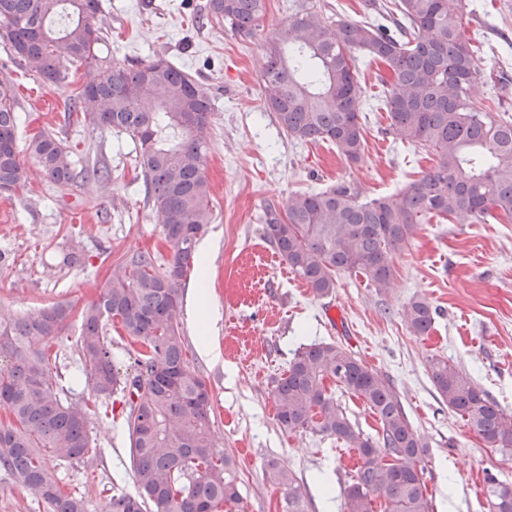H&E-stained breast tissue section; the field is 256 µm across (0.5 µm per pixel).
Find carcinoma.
I'll use <instances>...</instances> for the list:
<instances>
[{
  "label": "carcinoma",
  "instance_id": "carcinoma-1",
  "mask_svg": "<svg viewBox=\"0 0 512 512\" xmlns=\"http://www.w3.org/2000/svg\"><path fill=\"white\" fill-rule=\"evenodd\" d=\"M470 0L377 3L387 23L325 16L304 0L272 31L262 71L264 111L289 138L329 142L350 164L364 151L358 110L362 86L355 53L384 66L381 102L401 142L429 150L435 165L397 193L361 198L342 180L298 193L280 210H265L264 236L317 297L336 292L342 274L361 277L382 294L394 258L426 218L460 224L512 221V117L484 96L474 47L462 31ZM100 0H0V25L15 58L44 82L67 79L62 63L89 68L70 102L76 122L103 135L126 134L134 145L145 202L161 224L170 259L135 252L115 263L92 304L80 313L79 375L89 388L78 402L63 398L49 365L53 342L73 315L65 304L0 321V470L43 512H89L84 496L65 490L50 463L95 455L87 430L91 406L121 394L136 493L108 489L105 512H224L240 501L232 456L211 431V393L190 365L179 322L180 289L197 261L196 246L212 214L202 157L210 142L212 99L188 73L156 57L97 66L105 40L91 24ZM266 15V0H207L201 24L249 34ZM14 89L0 82V194L26 180L17 143ZM29 156L55 185L77 178L111 184L105 165L79 174L53 132L33 137ZM437 308L421 297L402 308L407 329L429 333ZM142 349L134 372H120L112 321ZM433 385L484 445L512 456V414L463 370L441 356L428 361ZM362 400L378 417L372 439L340 397ZM276 420L288 432L312 430L354 449L360 465L344 491V512H433L422 475L429 444L413 428L390 380L335 341L304 344L272 390ZM267 478L285 488L284 512H305V496L278 461ZM488 512H512L509 484L486 479Z\"/></svg>",
  "mask_w": 512,
  "mask_h": 512
}]
</instances>
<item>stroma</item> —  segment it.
Returning a JSON list of instances; mask_svg holds the SVG:
<instances>
[{"mask_svg":"<svg viewBox=\"0 0 512 512\" xmlns=\"http://www.w3.org/2000/svg\"><path fill=\"white\" fill-rule=\"evenodd\" d=\"M203 2L101 0L96 22L108 35L97 54L105 61L162 55L212 97V138L203 164L213 212L204 238L213 251L204 276L220 314L219 363L200 356L198 329L188 314L179 320L190 363L211 390L216 445L236 463L242 501L232 512H282L285 490L266 476L273 458L294 473L307 512H342L343 491L358 459L335 438L283 431L271 395L295 351L314 341L342 343L390 378L411 424L429 444L423 480L433 512H485V476L512 484V457L486 448L440 400L428 359L447 358L512 411V224L427 220L395 257L388 293L345 274L334 295L315 296L265 240L261 217L267 203L282 206L294 193L319 191L341 179L356 181L366 198L392 194L420 178L434 157L395 140L377 101L385 69L365 57L357 63L366 138L360 162L347 164L327 142L289 139L263 110L261 73L267 40L297 0H266L263 23L246 36L197 25ZM473 3L463 30L480 42V79L512 112V48L506 44L512 39V0ZM67 71L63 85L44 82L14 59L0 37V81L14 88L21 114L19 147L51 131L71 150L76 167L96 155L112 171L107 186L60 188L25 159V183L11 196L0 195L1 319L55 303L85 308L125 254L163 249L161 226L135 178L130 138L117 132L100 136L65 123L67 98L88 75L83 66ZM70 252L78 263L64 264ZM415 296L439 310L425 336L410 334L402 320L403 305ZM78 333V320H70L50 360L58 389L72 401L87 394L84 381L73 377ZM125 416L118 401L111 413H90L96 456L51 465L58 480L84 494L91 512H101L107 488L135 490Z\"/></svg>","mask_w":512,"mask_h":512,"instance_id":"35a3bbf8","label":"stroma"}]
</instances>
